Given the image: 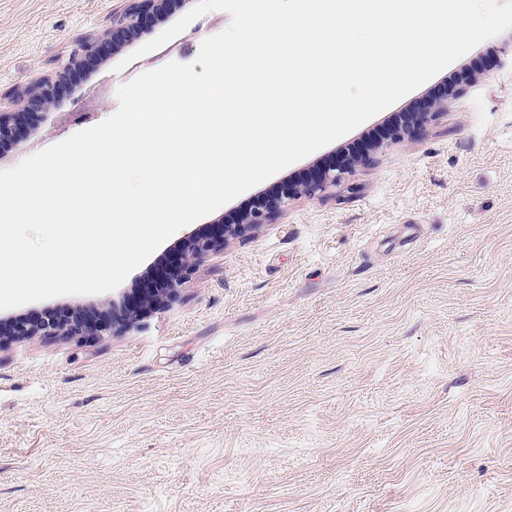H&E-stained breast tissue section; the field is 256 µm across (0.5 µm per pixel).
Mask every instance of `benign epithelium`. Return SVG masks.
I'll return each mask as SVG.
<instances>
[{
    "label": "benign epithelium",
    "instance_id": "7a95c632",
    "mask_svg": "<svg viewBox=\"0 0 512 512\" xmlns=\"http://www.w3.org/2000/svg\"><path fill=\"white\" fill-rule=\"evenodd\" d=\"M172 0H130L129 5L121 12L112 15V31L93 39H81L71 51L66 65L55 75L44 77L26 86L17 102L23 111H33L48 107L55 99L57 86L61 78L73 69H77L84 62L100 51L101 44L108 38L133 37L144 21L150 17L158 18L168 13V5ZM19 113L0 112V142L13 138L17 134ZM369 156L354 158L344 165L333 167L324 171L317 179L297 183L292 180L284 182L283 192L280 198L268 204L257 198L252 208L246 211L239 223L226 224L218 235H204L197 231L187 233L181 242L185 250L184 266L181 275L170 280L161 288L153 289V293L144 297L139 306L129 308L121 304L112 306V320L93 326L84 325L79 318H74L66 324L58 323L52 319L39 323H29L24 320L14 322L10 335L20 340L39 333L76 336L85 332H125L148 317L153 311L167 306L177 298L179 289L188 279L195 265L203 258L224 250V243L247 235V233L259 224L266 223L272 216L281 212L288 203L302 196H312L329 185L338 182L342 175L357 166L364 165Z\"/></svg>",
    "mask_w": 512,
    "mask_h": 512
}]
</instances>
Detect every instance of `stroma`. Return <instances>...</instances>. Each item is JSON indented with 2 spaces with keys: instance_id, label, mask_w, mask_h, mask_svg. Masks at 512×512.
<instances>
[{
  "instance_id": "35a3bbf8",
  "label": "stroma",
  "mask_w": 512,
  "mask_h": 512,
  "mask_svg": "<svg viewBox=\"0 0 512 512\" xmlns=\"http://www.w3.org/2000/svg\"><path fill=\"white\" fill-rule=\"evenodd\" d=\"M126 5L0 0V110ZM229 21H193L166 59L192 62ZM168 26L102 52L0 149V170L113 114L116 88L162 61L116 64ZM511 40L501 33L442 70L447 80L496 53L446 113L228 241L142 326L1 345L0 512H512V58L498 52ZM181 240L118 289L0 318L110 315Z\"/></svg>"
}]
</instances>
